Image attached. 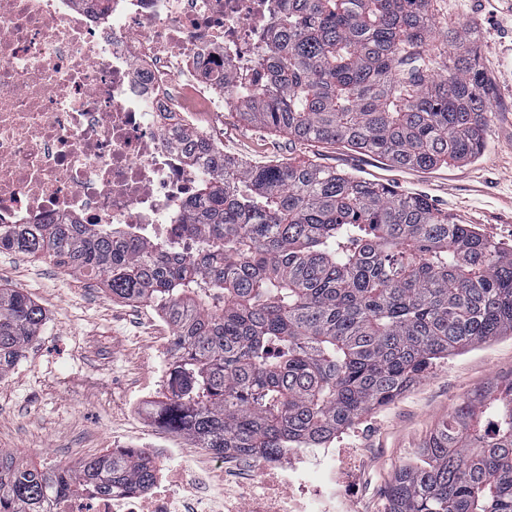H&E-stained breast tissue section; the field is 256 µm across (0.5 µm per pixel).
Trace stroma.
I'll list each match as a JSON object with an SVG mask.
<instances>
[{
    "label": "stroma",
    "instance_id": "stroma-1",
    "mask_svg": "<svg viewBox=\"0 0 512 512\" xmlns=\"http://www.w3.org/2000/svg\"><path fill=\"white\" fill-rule=\"evenodd\" d=\"M436 14L475 25L496 110L477 159L431 170L400 169L341 146H299L287 134L224 114V153L251 164L313 159L339 171L425 196L482 235L512 249V12L503 0H434ZM0 286L17 288L42 309L45 325L24 357L0 376V451L52 469L78 467L92 450L135 439L145 448L167 436L196 448L183 433L155 422L144 386L171 362L173 331L151 307L112 298L96 280L47 260L0 249ZM512 376V337L433 365L390 404L365 413L335 448L361 449L360 492L347 512H381L403 464L468 394Z\"/></svg>",
    "mask_w": 512,
    "mask_h": 512
}]
</instances>
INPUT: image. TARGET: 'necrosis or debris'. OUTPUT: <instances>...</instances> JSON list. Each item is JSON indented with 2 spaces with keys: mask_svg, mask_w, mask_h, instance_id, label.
Here are the masks:
<instances>
[{
  "mask_svg": "<svg viewBox=\"0 0 512 512\" xmlns=\"http://www.w3.org/2000/svg\"><path fill=\"white\" fill-rule=\"evenodd\" d=\"M284 0H0V225L51 218L133 229L189 254L181 224L208 169L174 142L221 149L233 83L267 47ZM149 485L55 496L49 512H344L336 451L228 453Z\"/></svg>",
  "mask_w": 512,
  "mask_h": 512,
  "instance_id": "1",
  "label": "necrosis or debris"
}]
</instances>
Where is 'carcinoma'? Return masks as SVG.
<instances>
[{
    "instance_id": "obj_1",
    "label": "carcinoma",
    "mask_w": 512,
    "mask_h": 512,
    "mask_svg": "<svg viewBox=\"0 0 512 512\" xmlns=\"http://www.w3.org/2000/svg\"><path fill=\"white\" fill-rule=\"evenodd\" d=\"M286 2L259 78L229 97L243 121L396 168L482 153L494 90L474 26L438 20L432 0ZM179 142L190 161L206 150L187 132ZM184 224L202 237L189 256L55 221L0 230V249L158 309L174 332V384L153 414L200 448H321L436 361L512 336V250L422 196L313 161L221 155ZM44 323L27 294L0 288V375ZM419 455L396 473L387 512H512V378L464 399ZM151 468L108 450L47 471L0 451V512L143 485Z\"/></svg>"
}]
</instances>
